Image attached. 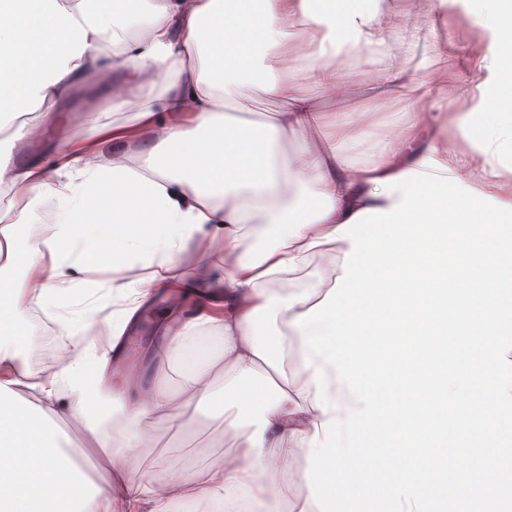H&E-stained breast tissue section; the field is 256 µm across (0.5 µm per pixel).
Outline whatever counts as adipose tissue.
<instances>
[{"label": "adipose tissue", "instance_id": "obj_1", "mask_svg": "<svg viewBox=\"0 0 512 512\" xmlns=\"http://www.w3.org/2000/svg\"><path fill=\"white\" fill-rule=\"evenodd\" d=\"M260 8L254 44L235 32L246 0H115L107 19L95 0H0L1 85L22 18L53 26L0 102L4 121L43 115L0 139V198L26 197L21 210L0 207V369L35 381L29 398L14 377L0 382V447L37 463L22 481L0 470V512H181L168 474L137 482L126 462L186 396L242 442L223 468H201L195 512H357L345 476L361 470L360 439L381 420L352 341L366 267L432 244L431 226L449 217L480 232L512 214V149L499 144L512 120L500 110L512 0H430L425 21L410 0ZM425 24L435 70L421 79L411 55ZM461 25L478 34L467 55ZM253 89L275 110L236 116ZM356 90L354 111H326ZM81 98L134 115L44 140ZM385 100L397 108L380 125L372 107ZM20 140L42 142V155L14 161ZM100 215L112 218L101 255L82 245ZM135 234L146 244L132 246ZM219 237L220 265L209 252ZM149 311L164 373L116 391L111 368ZM39 347L58 354L46 384ZM336 378L353 402H338ZM71 419L87 448L71 443ZM91 452L110 468L60 465Z\"/></svg>", "mask_w": 512, "mask_h": 512}]
</instances>
